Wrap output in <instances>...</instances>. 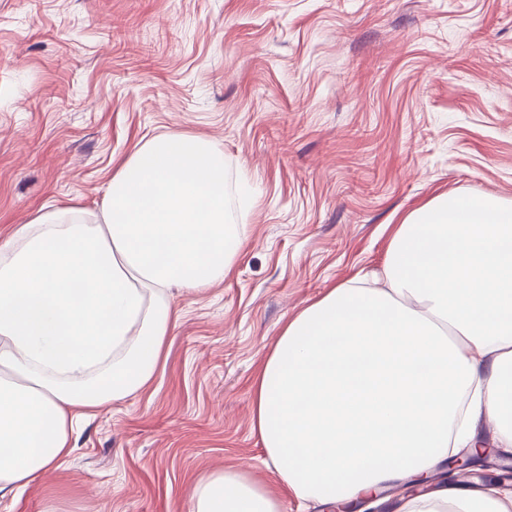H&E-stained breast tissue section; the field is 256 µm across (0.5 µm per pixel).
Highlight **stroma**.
Here are the masks:
<instances>
[{
  "label": "stroma",
  "mask_w": 512,
  "mask_h": 512,
  "mask_svg": "<svg viewBox=\"0 0 512 512\" xmlns=\"http://www.w3.org/2000/svg\"><path fill=\"white\" fill-rule=\"evenodd\" d=\"M224 152L246 241L224 281L172 288L152 384L72 424L65 464L0 512H189L249 467L258 369L290 316L381 272L432 198L512 202V0H0V235L100 211L155 135Z\"/></svg>",
  "instance_id": "35a3bbf8"
}]
</instances>
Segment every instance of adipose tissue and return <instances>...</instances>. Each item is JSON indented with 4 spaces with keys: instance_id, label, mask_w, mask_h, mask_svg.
Instances as JSON below:
<instances>
[{
    "instance_id": "1",
    "label": "adipose tissue",
    "mask_w": 512,
    "mask_h": 512,
    "mask_svg": "<svg viewBox=\"0 0 512 512\" xmlns=\"http://www.w3.org/2000/svg\"><path fill=\"white\" fill-rule=\"evenodd\" d=\"M242 247L224 153L161 134L118 167L101 212L66 207L0 238V498L70 454L72 420L147 388L168 291L223 282ZM379 288L340 285L292 317L257 374L252 427L285 492L325 507L450 454L512 451V204L433 198L397 224ZM191 512H281L248 471L211 473ZM400 512H512V488H432Z\"/></svg>"
}]
</instances>
